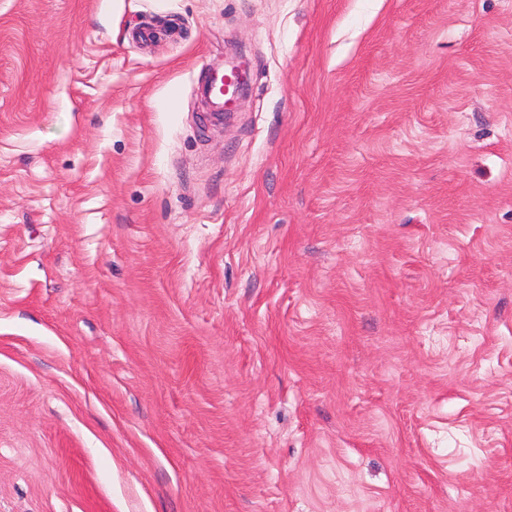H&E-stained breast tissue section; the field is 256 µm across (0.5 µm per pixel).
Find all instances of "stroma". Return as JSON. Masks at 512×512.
I'll use <instances>...</instances> for the list:
<instances>
[{
  "mask_svg": "<svg viewBox=\"0 0 512 512\" xmlns=\"http://www.w3.org/2000/svg\"><path fill=\"white\" fill-rule=\"evenodd\" d=\"M0 512H512V0H0Z\"/></svg>",
  "mask_w": 512,
  "mask_h": 512,
  "instance_id": "35a3bbf8",
  "label": "stroma"
}]
</instances>
